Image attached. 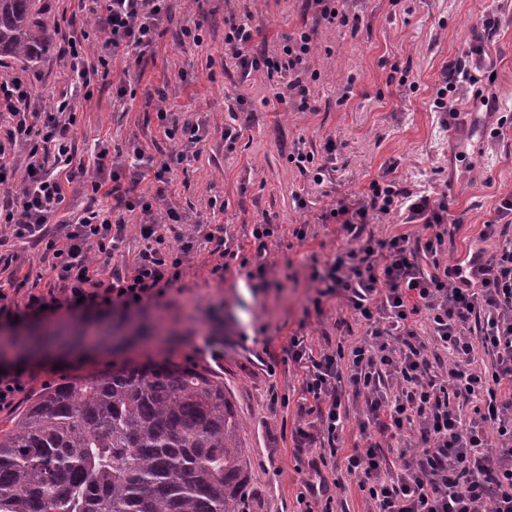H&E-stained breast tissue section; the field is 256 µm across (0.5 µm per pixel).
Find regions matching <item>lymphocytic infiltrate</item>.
<instances>
[{"label":"lymphocytic infiltrate","mask_w":512,"mask_h":512,"mask_svg":"<svg viewBox=\"0 0 512 512\" xmlns=\"http://www.w3.org/2000/svg\"><path fill=\"white\" fill-rule=\"evenodd\" d=\"M91 3L105 35L102 48L113 59L151 48L171 20L168 0H77V8L86 10ZM256 34L250 24L228 23L224 43L236 66L246 76H286L296 110L312 111L308 84L321 74L309 63L315 55L311 31L288 35L273 57L254 50ZM67 108L62 100L55 111H41L24 77L0 82V109L10 119L8 140L30 147L28 171L22 174L0 146V186L22 182L20 197L0 201V229L42 247L50 270L48 289L29 293L23 307H14L9 293L0 289V316L140 309L181 281L200 239L210 246L214 272H227L235 262L265 272L271 225H254L256 248L247 257L229 247L223 225L208 229L189 223L174 208H160L156 197L131 193V186L149 177L167 182L173 163L198 151L204 140L201 123L179 121L163 106L157 118L174 143L170 156L158 160L136 147L132 168L120 162L108 167V146L100 144L87 206L64 233L52 231L50 220L66 196L39 149L50 145L58 155H69ZM100 196L139 216L143 247L130 267H109L124 240L125 220L102 213L95 205ZM390 214L421 225V234L386 240L366 235L372 217ZM324 218L338 224L349 246L315 275L313 304L343 295L369 325L370 338L352 347L344 361L329 353L313 355L302 337L291 338L288 352L305 372L304 391L317 412L311 430H300V437L335 443L343 389L351 387L361 404L359 426L367 445L346 456L344 467L367 492L373 512H512V239H501L493 256L479 249L466 263L441 264L447 202L383 177L372 180L356 203L338 202ZM178 226L183 232L175 248L169 236ZM420 315L449 353L447 372L431 369L425 357L426 345L413 325ZM480 352L490 358V372L476 367ZM452 398L465 405L482 399L486 406L465 421L449 408ZM415 433L423 448L409 458L398 455L405 436Z\"/></svg>","instance_id":"lymphocytic-infiltrate-1"}]
</instances>
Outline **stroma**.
Returning a JSON list of instances; mask_svg holds the SVG:
<instances>
[{"instance_id": "35a3bbf8", "label": "stroma", "mask_w": 512, "mask_h": 512, "mask_svg": "<svg viewBox=\"0 0 512 512\" xmlns=\"http://www.w3.org/2000/svg\"><path fill=\"white\" fill-rule=\"evenodd\" d=\"M53 21L51 50L37 62L0 66V81L25 75L33 98L53 108L61 98L73 107L74 163H90L96 142L107 143L108 161L125 158L131 146L161 157L171 150L156 117L158 104L179 119L203 126L197 155L174 166L167 183L143 180L139 192L161 195L171 206L207 224H221L231 248L249 254L254 225L275 228L268 240L273 265L261 277L239 267L213 274L208 252L192 258L182 280L158 302L127 314L58 312L22 322L0 321V367L32 373L30 391L60 375H89L126 361L171 359L190 362L224 379L226 394L243 422L240 441L247 461L248 512H369L371 505L356 480L333 465L327 480H342L330 497L304 493L319 444L302 442L300 428L311 421L305 407L304 370L289 360L292 336L304 337L313 353L350 349L366 339V323L339 297L314 307L310 276L346 249L337 225L322 215L340 200L356 201L380 175L409 190L446 196L451 217L461 219L444 257L448 264L469 250L494 254L498 240H480L484 222L494 218L502 198L512 195V129L490 132L512 114V0H351L361 17L358 31L316 22L304 0H171L165 34L144 57L110 62L107 75L93 83L92 100L70 83V61L61 53L65 39L87 46V63L96 65L103 36L88 12L74 0H44ZM495 33L473 42L487 19ZM248 22L260 29L256 49L274 56L284 35L307 26L318 46L312 60L321 73L312 85L315 111H294L287 81L255 74L242 77L227 57L224 22ZM201 25V43L183 37L186 21ZM472 52L471 71L487 110L472 90H464L458 120L442 122L432 99L449 61ZM189 85H181V76ZM125 82L127 93L115 87ZM348 100H341L343 87ZM247 98L235 112V93ZM238 133L234 144L224 129ZM334 152H326V145ZM314 153L326 166L323 182L288 161L296 149ZM305 227L307 236L294 231ZM50 278L41 247L9 238L0 241V281L17 304L25 285ZM156 335L131 345L102 340L120 326L124 335L140 325ZM37 331L52 340L50 352L18 353L15 342ZM219 342L213 357L207 340ZM287 403L273 402V395Z\"/></svg>"}]
</instances>
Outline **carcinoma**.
<instances>
[{"label":"carcinoma","instance_id":"obj_1","mask_svg":"<svg viewBox=\"0 0 512 512\" xmlns=\"http://www.w3.org/2000/svg\"><path fill=\"white\" fill-rule=\"evenodd\" d=\"M50 25L41 0H0V62L40 58ZM240 427L197 365L64 378L0 426V512H246Z\"/></svg>","mask_w":512,"mask_h":512}]
</instances>
